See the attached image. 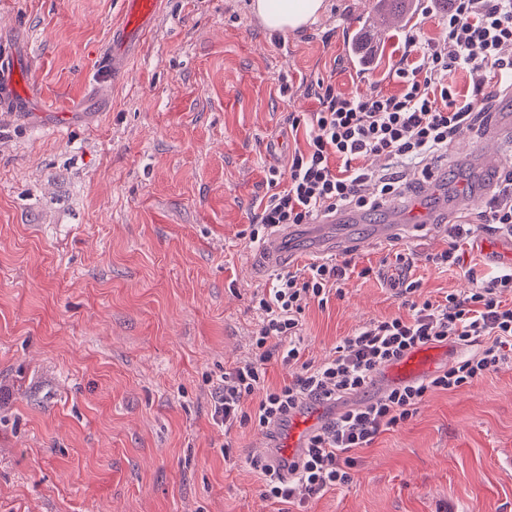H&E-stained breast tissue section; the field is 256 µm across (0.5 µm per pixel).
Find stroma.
<instances>
[{
  "mask_svg": "<svg viewBox=\"0 0 512 512\" xmlns=\"http://www.w3.org/2000/svg\"><path fill=\"white\" fill-rule=\"evenodd\" d=\"M251 0H160L119 79L109 74L121 0H0V55L28 61L48 108L0 105V512H280L254 467L276 439L225 432L212 393L251 360L258 286L251 239L268 168L287 173L291 115L321 87L395 92L405 34L357 64L352 20L375 0H326L294 34ZM464 139L439 177L411 169L408 202L453 211L497 182ZM332 224L283 237L291 265L320 259ZM449 233L346 253L355 266L301 318L319 364L366 322L422 297L466 293L435 266ZM370 276H360L363 268ZM350 484L287 512H512V363L427 393L408 420L354 454Z\"/></svg>",
  "mask_w": 512,
  "mask_h": 512,
  "instance_id": "1",
  "label": "stroma"
}]
</instances>
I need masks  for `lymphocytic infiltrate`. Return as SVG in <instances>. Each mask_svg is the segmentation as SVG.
<instances>
[{"label": "lymphocytic infiltrate", "instance_id": "lymphocytic-infiltrate-1", "mask_svg": "<svg viewBox=\"0 0 512 512\" xmlns=\"http://www.w3.org/2000/svg\"><path fill=\"white\" fill-rule=\"evenodd\" d=\"M450 2L442 46L420 45L414 34L399 46L398 92L361 98L328 87L319 95V111L291 117V128L304 132L305 145L292 154L287 176L269 168L270 192L258 205L255 223L272 230L311 223L323 212L377 209L403 193L404 170L430 173L459 134L484 124L490 88H512V57L501 53L512 43V0ZM460 68L469 78L463 92L450 79ZM369 156L383 158L384 167H364ZM498 177L481 218L512 230V166ZM347 270L344 263L314 262L299 272L279 273L258 289L255 358L226 370L215 393L213 416L228 431L251 420L271 433L307 403H344L297 458L258 463L265 495L277 503L292 502L300 485L317 494L348 484L352 452L368 447L381 427L412 417L429 390L463 388L512 361L510 269L474 282L465 297L450 294L442 301L415 300L418 285L409 283L400 291L407 315L369 322L337 345L327 362L305 365L292 381L265 388L267 363L299 360L302 313L311 303L325 305ZM448 342L462 352L455 364L429 379L391 387L380 398L354 403L375 374L406 351ZM254 395L258 403L245 411V400Z\"/></svg>", "mask_w": 512, "mask_h": 512}]
</instances>
